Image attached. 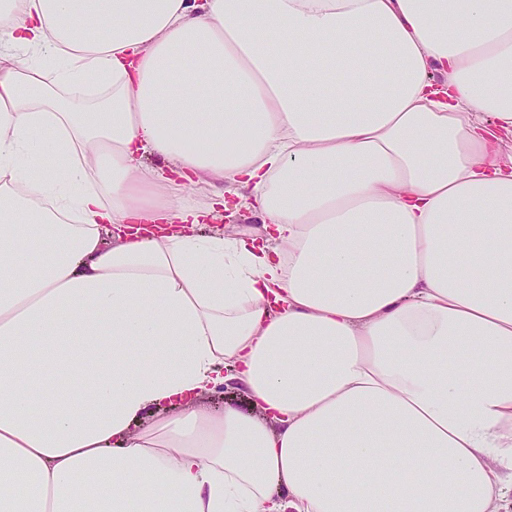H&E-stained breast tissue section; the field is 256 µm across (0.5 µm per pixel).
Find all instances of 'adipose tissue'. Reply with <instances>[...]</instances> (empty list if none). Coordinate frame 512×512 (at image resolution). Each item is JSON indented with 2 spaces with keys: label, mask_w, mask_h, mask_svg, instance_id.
<instances>
[{
  "label": "adipose tissue",
  "mask_w": 512,
  "mask_h": 512,
  "mask_svg": "<svg viewBox=\"0 0 512 512\" xmlns=\"http://www.w3.org/2000/svg\"><path fill=\"white\" fill-rule=\"evenodd\" d=\"M0 512H512V0H0ZM224 388L218 389L217 392L209 394L205 397V403L213 408L223 407L224 403H232L238 405L243 409H248L249 402L247 401L245 394L231 385H224Z\"/></svg>",
  "instance_id": "ef3b65f1"
}]
</instances>
